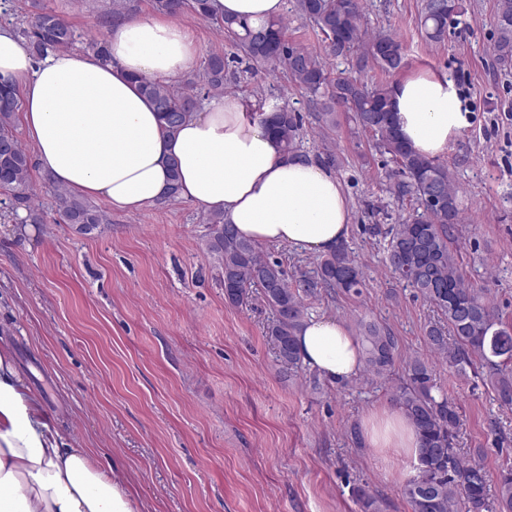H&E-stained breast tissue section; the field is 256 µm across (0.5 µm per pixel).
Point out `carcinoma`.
Returning a JSON list of instances; mask_svg holds the SVG:
<instances>
[{"label":"carcinoma","mask_w":512,"mask_h":512,"mask_svg":"<svg viewBox=\"0 0 512 512\" xmlns=\"http://www.w3.org/2000/svg\"><path fill=\"white\" fill-rule=\"evenodd\" d=\"M185 0H153L155 10L176 16ZM193 11L226 31L245 55L256 63L288 72L290 80L314 97L326 99L321 119L333 121L334 107L351 113L357 130L377 136L376 147L390 155L401 180L393 185L397 197H412L417 210L398 224L370 227L386 241L385 262L391 273L415 289L441 314V321L427 327L426 346L446 358L448 367L459 373L467 369L486 374L500 405L512 406V324L499 316L484 294L465 284L458 254L450 244L456 225L462 223V205L448 166L417 152L406 142L391 110L388 85H367L352 78L333 79L323 57L288 42L284 19L275 17L258 25L246 20L219 17L209 0H192ZM295 10L324 35L327 54L357 55L361 67L371 62L392 73L404 65L401 40L392 32H369L363 24L361 0H295ZM466 11V0H423L420 27L435 43L444 41L448 20ZM497 37L494 54L504 65L512 64V0H496ZM76 30L53 10L41 9L30 21L28 41L33 54L71 45ZM214 90L224 88V56H209L203 76ZM140 89L159 113L164 128L175 133L196 110L197 98L160 80H142ZM15 90L0 83V188L11 192L22 204L31 199V159L13 134L17 119ZM259 118L286 154L297 153L299 117L286 105L275 106ZM61 217L89 234L110 223L103 210L67 190L55 188ZM208 243L223 273L224 296L241 304L256 292L272 313L266 335L279 366L291 370L301 364L295 347V332L305 317L303 296L318 290L339 289L360 293L363 272L348 248L340 245L323 257L316 267L291 285L276 261L261 256L258 246L241 237L224 216L214 214ZM364 347L363 375L369 381L389 376L394 364L396 341L374 322L360 321ZM394 405L410 420L418 434L416 473L403 485L401 494L410 512H512V463L497 477L480 461H464L454 448L460 426L459 407L435 382L434 367L414 356L405 365L403 377L391 392ZM361 512H377L376 498L361 485L353 489Z\"/></svg>","instance_id":"obj_1"}]
</instances>
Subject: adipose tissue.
I'll return each mask as SVG.
<instances>
[{
    "mask_svg": "<svg viewBox=\"0 0 512 512\" xmlns=\"http://www.w3.org/2000/svg\"><path fill=\"white\" fill-rule=\"evenodd\" d=\"M216 14L253 23L280 15L284 0H211ZM108 59L61 50L36 60L0 26V82L20 97L18 117L54 186L105 199L133 213L166 199L171 170L181 199L223 214L259 244L324 254L348 236L349 198L334 170L313 155L283 157L241 99L224 95L167 133L140 80L193 71L199 47L185 26L163 16L114 20ZM392 105L402 137L433 158L468 123L447 75L421 71L395 84ZM302 362L336 383L355 378L363 348L342 321L305 319L295 334ZM362 435L374 448L416 454L417 434L400 411L379 405ZM0 512H136L130 494L53 427L35 394L0 349Z\"/></svg>",
    "mask_w": 512,
    "mask_h": 512,
    "instance_id": "ef3b65f1",
    "label": "adipose tissue"
}]
</instances>
